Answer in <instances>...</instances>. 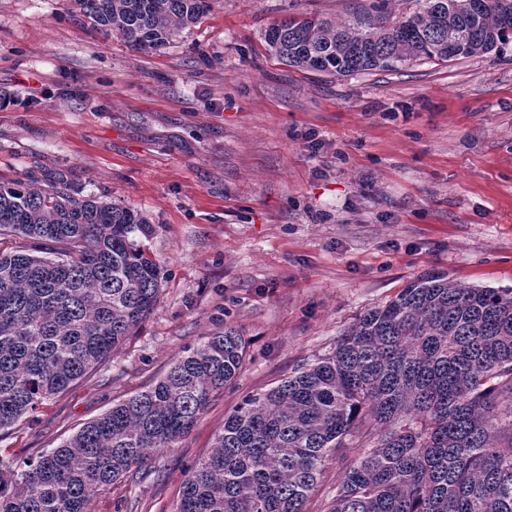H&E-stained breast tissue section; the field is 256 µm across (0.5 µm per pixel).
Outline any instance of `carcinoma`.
I'll use <instances>...</instances> for the list:
<instances>
[{
  "mask_svg": "<svg viewBox=\"0 0 512 512\" xmlns=\"http://www.w3.org/2000/svg\"><path fill=\"white\" fill-rule=\"evenodd\" d=\"M369 0L346 20L291 14L264 34L292 67L342 77L480 57L512 36V0ZM134 50H158L210 0H73ZM146 221L60 174L0 179V440L98 371L157 306ZM247 355L224 328L155 383L17 465L0 457V512H91L187 433ZM355 459L323 512H512V289L427 272L360 315L224 420L173 512H304L325 462Z\"/></svg>",
  "mask_w": 512,
  "mask_h": 512,
  "instance_id": "cac0c4a2",
  "label": "carcinoma"
}]
</instances>
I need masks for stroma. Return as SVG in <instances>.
I'll use <instances>...</instances> for the list:
<instances>
[{"label": "stroma", "mask_w": 512, "mask_h": 512, "mask_svg": "<svg viewBox=\"0 0 512 512\" xmlns=\"http://www.w3.org/2000/svg\"><path fill=\"white\" fill-rule=\"evenodd\" d=\"M363 0H211L160 50L104 38L71 0H0V176L61 172L134 209L162 269L153 313L100 371L19 422L22 463L153 383L206 336L248 356L192 430L93 512H172L225 417L330 354L430 270L512 288V41L481 58L341 77L271 57L289 14Z\"/></svg>", "instance_id": "obj_1"}]
</instances>
